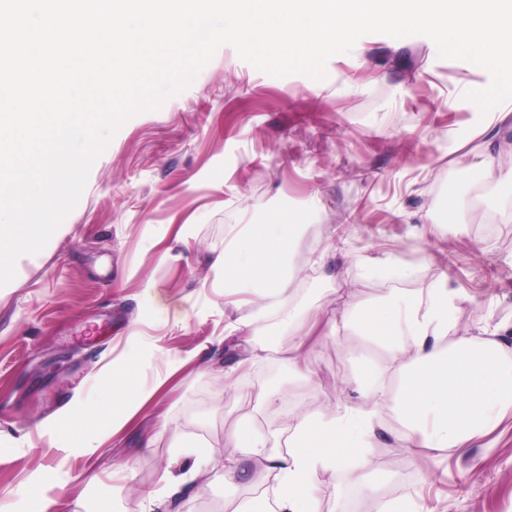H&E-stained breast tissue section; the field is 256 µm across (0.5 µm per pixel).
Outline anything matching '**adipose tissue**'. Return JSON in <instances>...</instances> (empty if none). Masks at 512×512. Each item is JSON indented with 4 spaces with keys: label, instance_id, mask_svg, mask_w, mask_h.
Returning a JSON list of instances; mask_svg holds the SVG:
<instances>
[{
    "label": "adipose tissue",
    "instance_id": "obj_1",
    "mask_svg": "<svg viewBox=\"0 0 512 512\" xmlns=\"http://www.w3.org/2000/svg\"><path fill=\"white\" fill-rule=\"evenodd\" d=\"M478 96L488 122L477 135L487 184L496 189L505 178L496 164L495 129L512 127V109L494 88L481 89ZM247 247L249 262H241L231 248L217 254L213 264L223 270L225 286L246 284L258 305L276 307L291 280V240L258 233ZM463 303L443 281L424 295H389L356 310L343 309L342 319L381 349L377 358L360 365L354 399L338 404L331 418L314 409L289 422L284 454L271 448L269 436L243 422L222 465L225 485L240 478L241 458H254L262 463L256 481L271 474L277 479V512H319L314 475L343 470L349 483L368 488V450L390 417H398V436L410 451L423 448L438 458L464 454L512 421V323L488 317L460 331ZM205 474L196 465L176 477L163 475L162 489L147 494L150 512H176Z\"/></svg>",
    "mask_w": 512,
    "mask_h": 512
}]
</instances>
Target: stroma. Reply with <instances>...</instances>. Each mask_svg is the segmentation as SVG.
Here are the masks:
<instances>
[{"mask_svg":"<svg viewBox=\"0 0 512 512\" xmlns=\"http://www.w3.org/2000/svg\"><path fill=\"white\" fill-rule=\"evenodd\" d=\"M489 82L420 35H365L321 80L262 72L224 45L184 91L127 120L74 210L0 287V512H40L45 493L66 512H149L143 487L195 456L222 459L245 420L278 427L287 452L281 423L314 408L334 415L358 373L347 354L378 351L342 320L344 303L423 295L446 279L466 298L460 330L488 311L511 320L512 185L490 191L479 158L458 150L479 146L487 117L475 91ZM264 224L306 230L281 308L261 312L211 260ZM388 257L415 265V278L365 280ZM292 308L335 325L304 379L285 360ZM252 315L266 358L225 377L237 359L228 325ZM218 339L220 364L188 362ZM149 391L143 428L168 424L153 448L140 450L131 428L96 447ZM397 428L389 421L368 451L373 490L354 491L342 471L315 476L320 512H381L402 498L415 512H512V424L492 449L447 460L411 454ZM241 466L235 486L211 478L180 512H271L274 479L257 483V463Z\"/></svg>","mask_w":512,"mask_h":512,"instance_id":"obj_1","label":"stroma"}]
</instances>
